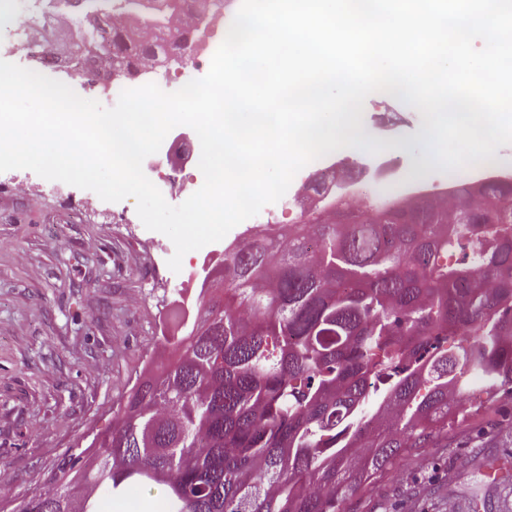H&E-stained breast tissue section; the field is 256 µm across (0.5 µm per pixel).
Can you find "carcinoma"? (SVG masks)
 Segmentation results:
<instances>
[{
  "mask_svg": "<svg viewBox=\"0 0 512 512\" xmlns=\"http://www.w3.org/2000/svg\"><path fill=\"white\" fill-rule=\"evenodd\" d=\"M151 21L189 0H150ZM112 71L175 53L112 30ZM91 75L104 58L76 54ZM480 209L386 208L378 223L297 224L224 248L223 299L165 337L170 361L138 381L98 447L68 453L22 512H103L135 486L162 512H337L407 448L448 439L478 374L512 393V184ZM104 490L75 507L74 474Z\"/></svg>",
  "mask_w": 512,
  "mask_h": 512,
  "instance_id": "1",
  "label": "carcinoma"
}]
</instances>
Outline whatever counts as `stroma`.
<instances>
[{
  "instance_id": "1",
  "label": "stroma",
  "mask_w": 512,
  "mask_h": 512,
  "mask_svg": "<svg viewBox=\"0 0 512 512\" xmlns=\"http://www.w3.org/2000/svg\"><path fill=\"white\" fill-rule=\"evenodd\" d=\"M383 110L397 115L388 140H419L421 115L397 100L366 99L363 128ZM12 176L0 174V470L18 500L110 429L137 377L168 358L158 321L181 276L152 286L134 199L78 208L87 190L22 170L24 194ZM470 394L457 447L404 453L340 512H512V396L488 400L478 378Z\"/></svg>"
}]
</instances>
